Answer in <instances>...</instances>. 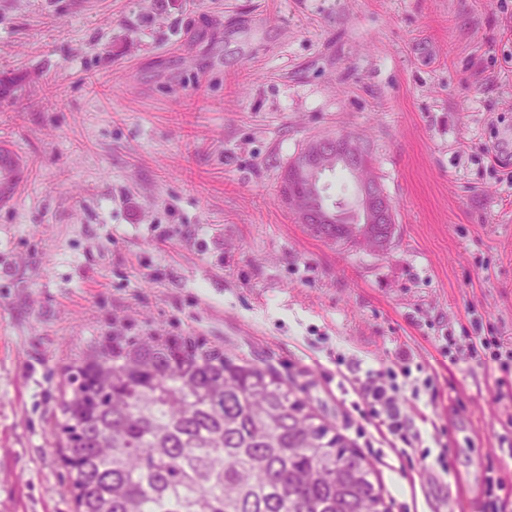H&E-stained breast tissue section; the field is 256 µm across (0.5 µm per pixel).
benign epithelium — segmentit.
Masks as SVG:
<instances>
[{
  "instance_id": "benign-epithelium-1",
  "label": "benign epithelium",
  "mask_w": 512,
  "mask_h": 512,
  "mask_svg": "<svg viewBox=\"0 0 512 512\" xmlns=\"http://www.w3.org/2000/svg\"><path fill=\"white\" fill-rule=\"evenodd\" d=\"M338 167L346 170L356 183V223L392 226L394 209L389 197L378 181L363 176L369 167L366 146L356 138L343 140L330 136L309 140L289 168V178L297 183L290 204L300 223H343L341 215L325 204L320 185L321 175Z\"/></svg>"
}]
</instances>
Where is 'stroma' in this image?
<instances>
[{
  "mask_svg": "<svg viewBox=\"0 0 512 512\" xmlns=\"http://www.w3.org/2000/svg\"><path fill=\"white\" fill-rule=\"evenodd\" d=\"M320 135L367 147L385 249L280 202ZM2 141L31 175L0 206V512H75L66 371L148 331L295 384L389 512H464L492 477L512 496V361L443 352L512 348V0H0ZM341 356L408 357L421 448L360 416Z\"/></svg>",
  "mask_w": 512,
  "mask_h": 512,
  "instance_id": "obj_1",
  "label": "stroma"
}]
</instances>
